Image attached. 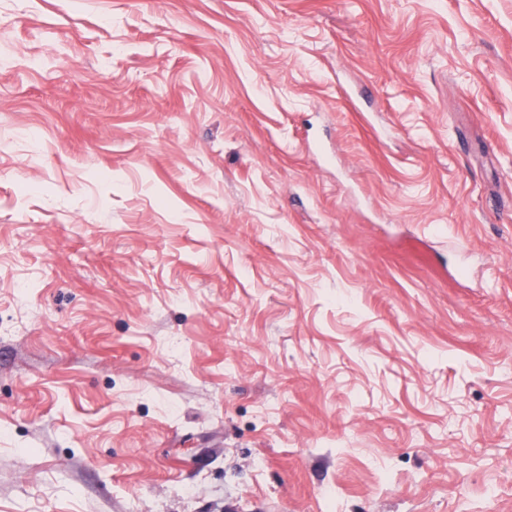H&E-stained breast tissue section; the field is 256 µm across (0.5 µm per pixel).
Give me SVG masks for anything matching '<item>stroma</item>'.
I'll return each instance as SVG.
<instances>
[{
  "mask_svg": "<svg viewBox=\"0 0 512 512\" xmlns=\"http://www.w3.org/2000/svg\"><path fill=\"white\" fill-rule=\"evenodd\" d=\"M0 512H512V0H0Z\"/></svg>",
  "mask_w": 512,
  "mask_h": 512,
  "instance_id": "obj_1",
  "label": "stroma"
}]
</instances>
